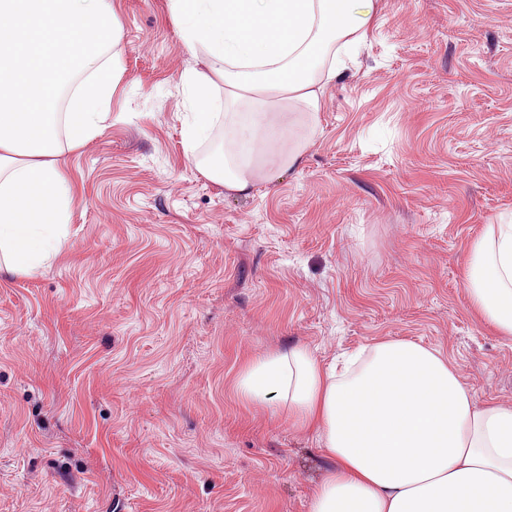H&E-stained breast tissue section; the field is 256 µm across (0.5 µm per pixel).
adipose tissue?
<instances>
[{
    "label": "adipose tissue",
    "instance_id": "ef3b65f1",
    "mask_svg": "<svg viewBox=\"0 0 512 512\" xmlns=\"http://www.w3.org/2000/svg\"><path fill=\"white\" fill-rule=\"evenodd\" d=\"M198 65L185 85L195 112L187 148L211 130L223 86L224 155L204 175L248 195L298 164L327 79L344 66L377 0H168ZM112 0H0V272L27 275L64 245L72 188L57 166L58 129L82 143L109 119L120 80ZM91 80L56 109L57 52ZM468 293L498 334L512 337V213L473 243ZM242 401L288 416L332 463L308 512H512V407L476 406L440 352L406 340L362 349L344 373L303 345L243 370Z\"/></svg>",
    "mask_w": 512,
    "mask_h": 512
}]
</instances>
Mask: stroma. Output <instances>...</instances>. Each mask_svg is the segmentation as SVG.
<instances>
[{
  "label": "stroma",
  "instance_id": "obj_1",
  "mask_svg": "<svg viewBox=\"0 0 512 512\" xmlns=\"http://www.w3.org/2000/svg\"><path fill=\"white\" fill-rule=\"evenodd\" d=\"M109 119L63 145V250L0 275V512H308L329 462L243 402L245 366L385 340L512 406V338L472 308V242L512 211V0H379L297 166L252 195L186 153L195 60L167 0H117Z\"/></svg>",
  "mask_w": 512,
  "mask_h": 512
}]
</instances>
